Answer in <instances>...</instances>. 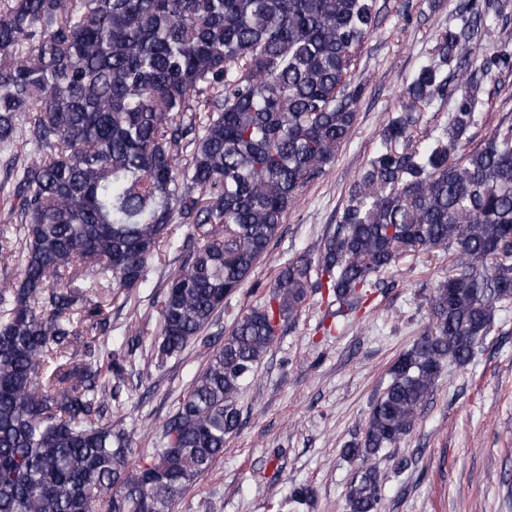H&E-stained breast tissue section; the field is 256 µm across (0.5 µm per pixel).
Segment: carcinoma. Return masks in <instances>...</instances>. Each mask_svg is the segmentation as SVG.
I'll list each match as a JSON object with an SVG mask.
<instances>
[{"label": "carcinoma", "instance_id": "carcinoma-1", "mask_svg": "<svg viewBox=\"0 0 512 512\" xmlns=\"http://www.w3.org/2000/svg\"><path fill=\"white\" fill-rule=\"evenodd\" d=\"M505 0H469L407 85L403 113L349 191L336 230L277 275L268 302L216 345L202 337L268 253L293 200L347 139L361 87L355 53L377 0H0V151L22 142L17 223L0 224V512H173L238 431V399L300 312L312 268L347 316L408 252L448 251L431 324L389 369L361 437L349 512H376L368 461L409 435L447 362L468 364L512 299V127L465 150L481 78L512 72L504 43L471 62V41ZM455 63V71L445 67ZM455 97L449 127L411 144L412 112ZM201 244L165 285L157 361L198 341L206 367L145 462L112 423L135 370L105 315L172 247ZM112 357L111 374L98 358Z\"/></svg>", "mask_w": 512, "mask_h": 512}]
</instances>
